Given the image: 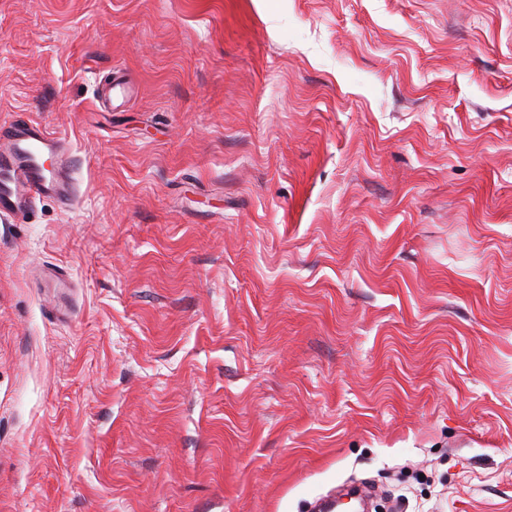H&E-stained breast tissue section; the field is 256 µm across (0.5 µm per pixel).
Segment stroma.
<instances>
[{"mask_svg":"<svg viewBox=\"0 0 512 512\" xmlns=\"http://www.w3.org/2000/svg\"><path fill=\"white\" fill-rule=\"evenodd\" d=\"M19 115L0 512H512V0H0ZM70 160L62 139L41 125L16 120L0 124V214L24 217L36 198L66 202Z\"/></svg>","mask_w":512,"mask_h":512,"instance_id":"35a3bbf8","label":"stroma"}]
</instances>
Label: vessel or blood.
I'll return each mask as SVG.
<instances>
[{
  "label": "vessel or blood",
  "instance_id": "obj_1",
  "mask_svg": "<svg viewBox=\"0 0 512 512\" xmlns=\"http://www.w3.org/2000/svg\"><path fill=\"white\" fill-rule=\"evenodd\" d=\"M70 160L61 138L41 125L17 120L0 124V214L25 216L32 201L70 197Z\"/></svg>",
  "mask_w": 512,
  "mask_h": 512
}]
</instances>
